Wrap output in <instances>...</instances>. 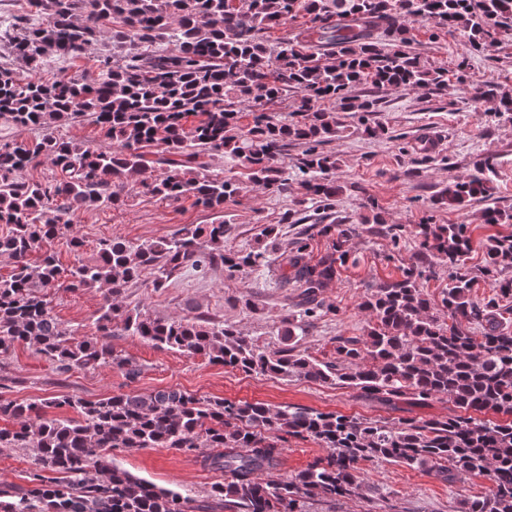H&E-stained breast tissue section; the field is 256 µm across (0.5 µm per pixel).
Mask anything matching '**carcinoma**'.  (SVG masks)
I'll list each match as a JSON object with an SVG mask.
<instances>
[{
	"label": "carcinoma",
	"instance_id": "1",
	"mask_svg": "<svg viewBox=\"0 0 512 512\" xmlns=\"http://www.w3.org/2000/svg\"><path fill=\"white\" fill-rule=\"evenodd\" d=\"M34 7V17L15 18L4 29L7 40H0V122L35 131L31 138L0 140V257L12 264L10 275H0V354L24 344L62 374L110 365L133 380L138 369L110 342L120 332L246 374L353 388L383 405L444 399L452 414L389 422L173 388L98 400L64 394L39 403L0 402V420L14 422L0 427V446L19 449L32 462L25 485H0V512H201L194 496L118 465L112 451L120 448H169L200 458L204 468L224 475L212 489L224 512H308L314 502L386 499L365 483L364 462L418 468L446 484L485 475V493L461 500L457 512H512V234L476 242L465 224L417 225L402 278L371 289L360 304L366 335L338 336L334 356L318 359L300 341L309 320L328 312L322 293L359 225L325 224L326 253L313 261L304 243L285 258V284L299 291L300 313L279 320L278 347L202 315L162 318L123 301L146 272L160 288L187 267L204 277L221 263L232 276L271 262L259 246L224 251L229 225L223 217L157 241L101 239L91 261L81 258L85 241L72 232L78 212L122 203L133 182L153 196L192 198L223 212L224 199L241 187L203 173L215 156L244 166L254 185L286 192L284 159L293 142L306 145L299 166L307 175L305 195L332 208L342 186L336 154L323 145L346 130L340 113L363 119L380 111L378 97L353 90L449 86L448 69L410 50V23H431L490 53L512 31V0H34ZM300 15L306 21L293 38L268 43L265 33ZM106 39L123 53L98 56L97 73L41 76L50 59L74 61ZM159 40L165 48L151 49ZM290 90L298 96L296 121L265 109ZM467 94L474 105L512 112L510 89L484 84ZM246 108L252 122L244 126ZM78 120L95 124L103 143L60 134V126ZM148 146L157 147L152 158ZM44 162L53 168L50 178L19 177ZM152 162L165 172L147 180ZM493 174L489 157L449 182L433 204L461 208L489 191ZM65 233L74 258L68 269L49 249ZM476 247L484 255L479 272L494 288L483 301L472 298L476 277L464 263ZM36 252L41 258L33 264ZM435 258L448 272L438 300L422 284L434 273ZM59 288L101 291L97 335L57 320L50 295ZM67 410L74 416L63 415ZM285 435L311 439L326 454L284 475Z\"/></svg>",
	"mask_w": 512,
	"mask_h": 512
}]
</instances>
